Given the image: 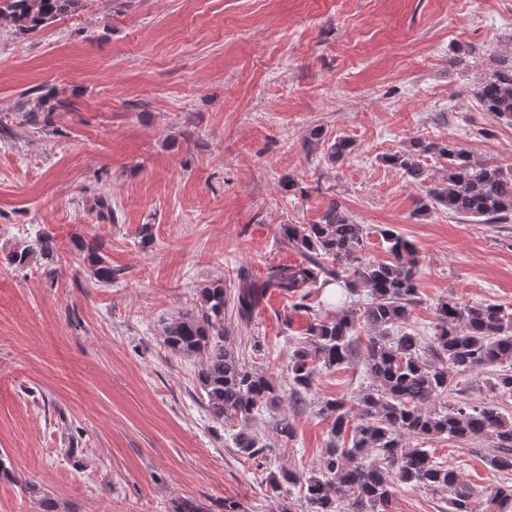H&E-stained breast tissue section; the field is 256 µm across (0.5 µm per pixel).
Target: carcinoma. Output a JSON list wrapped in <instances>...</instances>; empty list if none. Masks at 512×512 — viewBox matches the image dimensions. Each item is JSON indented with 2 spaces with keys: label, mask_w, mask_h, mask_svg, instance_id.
Instances as JSON below:
<instances>
[{
  "label": "carcinoma",
  "mask_w": 512,
  "mask_h": 512,
  "mask_svg": "<svg viewBox=\"0 0 512 512\" xmlns=\"http://www.w3.org/2000/svg\"><path fill=\"white\" fill-rule=\"evenodd\" d=\"M76 0H0V14L18 29L34 31L69 12ZM480 109L494 119L512 121V58H501L477 92ZM437 154L448 160V174L426 190L420 211L438 205L462 218L484 224L512 222V168L480 163L453 143L419 141L393 154L387 162L415 181L424 171L420 157ZM279 243L301 256L292 265H273L262 276L240 278L233 310L240 321L251 322L270 290L288 297L294 310L309 314L303 341L288 361V393L293 405L306 404L319 368L355 363L362 358L370 384L351 402L326 399L318 415L331 422L330 436L320 471L303 478L285 470L269 479L271 490L283 484L299 486L311 512H388L393 488L406 484L448 494V512H476L475 491L451 468L434 462L412 440L438 436L473 441L493 439L489 463L512 472V417L501 407L475 405L457 399L442 411L431 408L437 400L461 395L455 378L488 368L496 369L491 390L512 397V306L463 304L452 297L437 303L434 333L423 339L413 333L392 334L404 324L418 302V258L415 246L403 235L385 229L381 237L390 255L387 261L367 258L366 229L333 201L315 224H281ZM75 258L90 278L112 283V265L96 237L73 243ZM59 249L52 236L40 234L7 254L8 263L23 269L42 260L45 275L58 274ZM336 281L352 293L365 292L370 302L346 307L333 316L311 314V289L319 281ZM228 304L224 282L214 281L199 291L195 307L164 323V345L173 355L200 359L197 381L206 395L210 415L236 418L243 428L235 435L238 451L258 458L267 447L264 436L249 422L264 409L283 400L281 389L269 377L242 362L224 343V309ZM362 330L365 340L356 336ZM489 512H512V483L503 482L487 492Z\"/></svg>",
  "instance_id": "obj_1"
}]
</instances>
